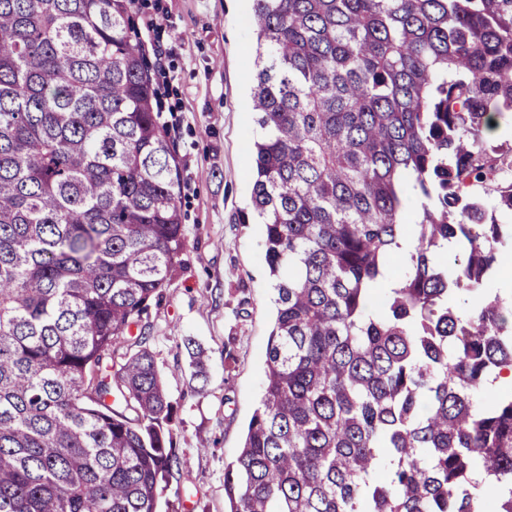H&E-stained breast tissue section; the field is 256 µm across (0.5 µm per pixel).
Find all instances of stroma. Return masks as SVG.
<instances>
[{
    "label": "stroma",
    "mask_w": 512,
    "mask_h": 512,
    "mask_svg": "<svg viewBox=\"0 0 512 512\" xmlns=\"http://www.w3.org/2000/svg\"><path fill=\"white\" fill-rule=\"evenodd\" d=\"M250 0H137L135 32L161 121L174 141L188 247L142 324L176 409L178 469L162 512H225L224 469L261 397L274 295L263 227L244 223L257 126ZM208 354L206 387L190 378L185 339Z\"/></svg>",
    "instance_id": "1"
}]
</instances>
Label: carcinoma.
Segmentation results:
<instances>
[{"mask_svg": "<svg viewBox=\"0 0 512 512\" xmlns=\"http://www.w3.org/2000/svg\"><path fill=\"white\" fill-rule=\"evenodd\" d=\"M251 2L277 298L228 512H479L477 470L512 512V392L474 402L512 301L458 310L512 213V144H477L512 112V0ZM133 5L0 0V512H160L176 466L133 328L188 240Z\"/></svg>", "mask_w": 512, "mask_h": 512, "instance_id": "cac0c4a2", "label": "carcinoma"}]
</instances>
